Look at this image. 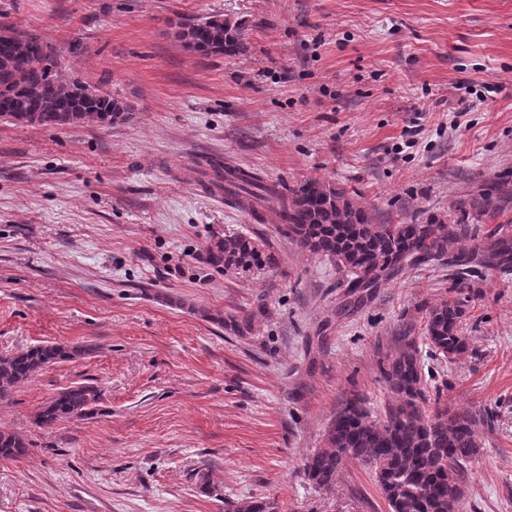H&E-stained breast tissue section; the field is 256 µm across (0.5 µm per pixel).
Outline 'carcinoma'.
<instances>
[{
    "label": "carcinoma",
    "instance_id": "obj_1",
    "mask_svg": "<svg viewBox=\"0 0 512 512\" xmlns=\"http://www.w3.org/2000/svg\"><path fill=\"white\" fill-rule=\"evenodd\" d=\"M176 37L203 55H243L248 42L242 26L221 16H208L185 25ZM50 48L37 35L0 26V118L14 124L53 128L83 123L108 125L131 107L107 92L67 79L49 66ZM206 188L224 191V199L265 222L266 205L278 230L316 256L329 257L355 278L370 275L369 291L404 267L444 259L461 280L479 266L512 271V231L497 227L486 233L461 220L455 224L375 223L346 191L323 181L308 180L284 196L256 172L229 163H210ZM479 240L467 249L461 241ZM211 263L226 270L262 268L274 261L262 240L245 234L226 235L208 248ZM464 315L458 299H444L426 310L422 340L431 355L448 362L468 349L460 328ZM381 366L392 394L381 416H372L360 399H351L334 415L323 447L303 461V474L315 487L330 490L345 464L369 468L389 512H460L462 473L480 452L478 430L491 423L487 411L450 407L443 390L430 387L422 372L419 346L413 336ZM82 349L59 343L42 344L19 354L0 355V401L46 367L69 361ZM100 399L93 385L74 383L51 398L37 415V424L50 428L69 418H83ZM30 443L14 432L0 431V460L28 455ZM227 512H277L265 498L230 501Z\"/></svg>",
    "mask_w": 512,
    "mask_h": 512
}]
</instances>
